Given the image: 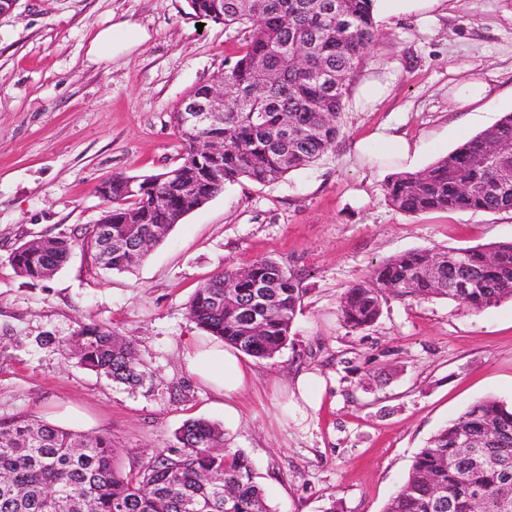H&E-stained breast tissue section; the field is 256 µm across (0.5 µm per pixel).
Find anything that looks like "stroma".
Returning a JSON list of instances; mask_svg holds the SVG:
<instances>
[{
	"instance_id": "obj_1",
	"label": "stroma",
	"mask_w": 512,
	"mask_h": 512,
	"mask_svg": "<svg viewBox=\"0 0 512 512\" xmlns=\"http://www.w3.org/2000/svg\"><path fill=\"white\" fill-rule=\"evenodd\" d=\"M129 22L140 41L106 59L99 30ZM379 39L355 78L341 134L314 166L261 186L240 181L187 214L130 273L81 248L50 279L19 277L10 254L97 223L98 185L175 166L176 107L220 75L235 30L198 24L186 0H16L0 15V419L32 416L107 434L123 471L177 446L191 419L220 423L252 462L271 512H383L420 448L478 400L512 401V300L472 311L447 299L388 300L351 333L341 294L411 250L512 241V211L406 214L388 178L424 169L512 113V0H439L376 16ZM484 97L461 103L465 85ZM397 136L408 155L385 152ZM272 259L305 294L284 349L224 419L185 369L203 337L196 289L217 272ZM131 339L150 380L128 388L64 358L82 325ZM325 380L319 410L286 408L296 373Z\"/></svg>"
}]
</instances>
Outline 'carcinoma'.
<instances>
[{
  "mask_svg": "<svg viewBox=\"0 0 512 512\" xmlns=\"http://www.w3.org/2000/svg\"><path fill=\"white\" fill-rule=\"evenodd\" d=\"M187 0L192 15L234 28L241 46L214 83L224 88V118L191 130L172 115L182 145L174 167L142 179L112 176L101 220L112 240L103 248L97 225L70 238L51 236L11 253L18 276H53L76 245L103 269L129 272L186 214L225 185L273 184L331 151L341 132L355 76L379 37L374 0ZM264 74L261 93L252 95ZM288 137H283V128ZM224 137V153L194 150L196 138ZM495 148L494 158L487 152ZM404 213L512 210V113L430 167L396 173L384 185ZM476 287H454L459 273ZM303 297L298 279L274 260L249 267V279L224 270L189 302L192 321L242 353L271 358L284 348ZM448 299L480 311L512 299V242L436 252L413 250L375 265L340 298L341 322L361 331L390 298ZM64 355L115 383L136 387L147 373L133 343L93 324L61 344ZM180 448L161 451L122 472L111 437L86 435L18 417L0 420V512H269L250 460L224 445L221 425L193 419L176 432ZM471 443L461 448L462 440ZM384 512H512V405L480 400L450 420L414 457Z\"/></svg>",
  "mask_w": 512,
  "mask_h": 512,
  "instance_id": "carcinoma-1",
  "label": "carcinoma"
}]
</instances>
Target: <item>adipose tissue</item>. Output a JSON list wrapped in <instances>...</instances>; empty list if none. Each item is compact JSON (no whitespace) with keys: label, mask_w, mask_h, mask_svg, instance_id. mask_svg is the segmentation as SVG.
Instances as JSON below:
<instances>
[{"label":"adipose tissue","mask_w":512,"mask_h":512,"mask_svg":"<svg viewBox=\"0 0 512 512\" xmlns=\"http://www.w3.org/2000/svg\"><path fill=\"white\" fill-rule=\"evenodd\" d=\"M184 360L190 373L212 387L225 414L237 417L233 401L253 383L256 377L254 368L242 359L237 350L214 338L195 340L186 351Z\"/></svg>","instance_id":"1"}]
</instances>
